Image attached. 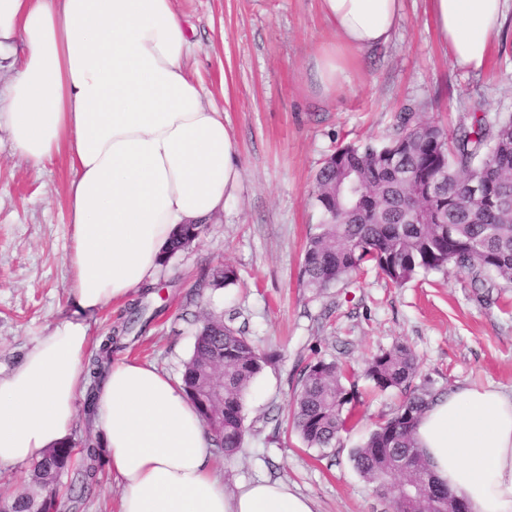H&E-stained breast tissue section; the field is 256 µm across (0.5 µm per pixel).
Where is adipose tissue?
Returning a JSON list of instances; mask_svg holds the SVG:
<instances>
[{
	"instance_id": "obj_1",
	"label": "adipose tissue",
	"mask_w": 512,
	"mask_h": 512,
	"mask_svg": "<svg viewBox=\"0 0 512 512\" xmlns=\"http://www.w3.org/2000/svg\"><path fill=\"white\" fill-rule=\"evenodd\" d=\"M333 33L314 79L335 94L346 61L387 44L403 0H319ZM503 0H430L454 62L485 66ZM193 41L174 0H0V130L41 167L67 153L73 226L66 261L72 312L0 377V467L25 466L67 442L84 386L89 320L157 273L181 225L204 224L238 188L224 113L190 76ZM95 426L121 489L120 512H316L284 481L229 491L202 419L179 381L112 362ZM440 482L470 512H512V395L489 386L439 397L415 425Z\"/></svg>"
}]
</instances>
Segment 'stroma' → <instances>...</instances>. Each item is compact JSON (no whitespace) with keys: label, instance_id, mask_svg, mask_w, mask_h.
<instances>
[{"label":"stroma","instance_id":"1","mask_svg":"<svg viewBox=\"0 0 512 512\" xmlns=\"http://www.w3.org/2000/svg\"><path fill=\"white\" fill-rule=\"evenodd\" d=\"M174 8L193 29L191 73L203 103L224 112L241 186L153 284L93 316L91 345L112 336L113 359L135 358L178 380L198 317L222 314L273 357L246 395L243 449L231 459L215 456L225 487L284 480L317 512H392L351 462L402 401L399 391H378L364 377L368 358L403 343L418 360L415 384L444 394L464 386L511 392L512 284L494 281L479 297L464 276L431 272L397 287L369 266L321 292L301 287L303 249L321 221L314 178L337 145L381 141L406 112L450 130L478 102L491 116L512 113V0H505L503 34L478 71L454 64L428 0H404L392 40L358 54L328 98L311 76L316 51L332 38L318 0H174ZM73 177L66 157L36 169L0 147L1 372L72 311L65 256ZM221 265L237 281L208 287ZM317 358L351 369L358 397L352 429L325 451L306 447L288 423L299 370ZM95 436L93 418L78 409L73 464L58 485L62 512H119L120 490L108 470L89 493L70 490L81 450Z\"/></svg>","mask_w":512,"mask_h":512}]
</instances>
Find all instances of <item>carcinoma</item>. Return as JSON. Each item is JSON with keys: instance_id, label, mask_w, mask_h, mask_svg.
<instances>
[{"instance_id": "1", "label": "carcinoma", "mask_w": 512, "mask_h": 512, "mask_svg": "<svg viewBox=\"0 0 512 512\" xmlns=\"http://www.w3.org/2000/svg\"><path fill=\"white\" fill-rule=\"evenodd\" d=\"M355 183L357 206L350 205ZM480 185L483 194L471 196ZM313 195L321 223L306 244L300 270L303 286L323 291L351 278L370 264L396 285L419 272H463L476 290L497 277L512 284V115L495 120L481 106L470 123L454 134L431 122L400 118L388 141L346 144L336 148L315 176ZM204 230L185 224L164 252L162 264ZM236 272L221 268L209 286L223 288ZM113 336L100 344L87 367V412L95 411V390L105 378ZM268 363L238 329L224 318L206 314L184 364L183 387L209 430L212 446L231 457L243 447L245 395ZM414 352L397 344L375 355L365 377L381 390L403 395L397 412L376 425L351 455L353 465L375 493L388 498L394 512H451L458 498L437 483L414 438L420 414L437 394L415 385ZM346 372L334 360L308 362L299 374L290 422L310 448H332L347 430L346 406L353 397ZM85 466L75 490H89L102 464L100 439L82 449ZM72 453L68 442L48 450L35 463V487L55 491Z\"/></svg>"}]
</instances>
